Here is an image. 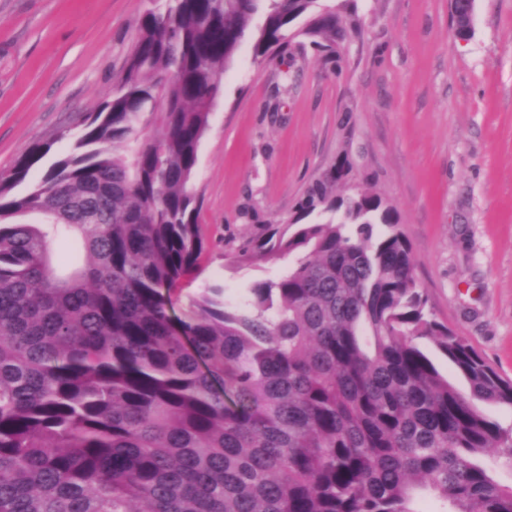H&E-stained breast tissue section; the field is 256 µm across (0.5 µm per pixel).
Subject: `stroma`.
<instances>
[{
  "instance_id": "stroma-1",
  "label": "stroma",
  "mask_w": 512,
  "mask_h": 512,
  "mask_svg": "<svg viewBox=\"0 0 512 512\" xmlns=\"http://www.w3.org/2000/svg\"><path fill=\"white\" fill-rule=\"evenodd\" d=\"M151 0H0V171L47 143L68 153L80 120L125 70ZM361 22L340 73L304 38L220 77L196 190L207 243L181 303L211 286L240 300L287 260L234 266L225 242L287 217L348 150L396 207L437 320L512 377V0H476L460 39L450 0H353Z\"/></svg>"
}]
</instances>
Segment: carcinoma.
Returning <instances> with one entry per match:
<instances>
[{
    "label": "carcinoma",
    "instance_id": "carcinoma-1",
    "mask_svg": "<svg viewBox=\"0 0 512 512\" xmlns=\"http://www.w3.org/2000/svg\"><path fill=\"white\" fill-rule=\"evenodd\" d=\"M152 2L71 152L24 194L51 145L0 174V512H419L420 493L512 512L491 467L512 434L481 409L512 407V379L435 319L399 213L348 154L225 249L287 256L283 274L175 311L205 251L194 180L219 76L247 39L264 59L304 37L334 65L359 24L319 0ZM451 6L470 37L475 0Z\"/></svg>",
    "mask_w": 512,
    "mask_h": 512
}]
</instances>
